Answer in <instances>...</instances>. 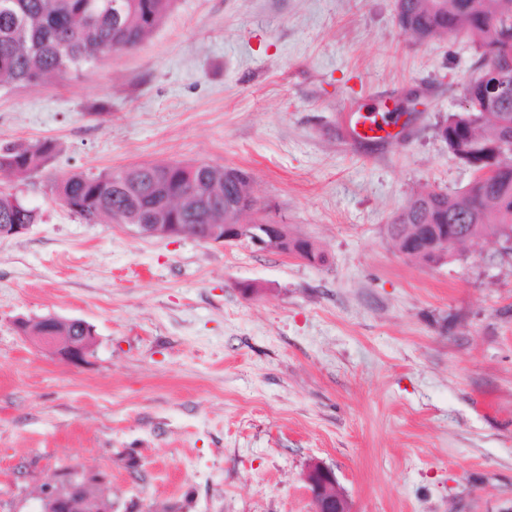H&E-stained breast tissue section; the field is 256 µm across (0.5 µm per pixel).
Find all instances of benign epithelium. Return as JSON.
Listing matches in <instances>:
<instances>
[{
  "label": "benign epithelium",
  "mask_w": 512,
  "mask_h": 512,
  "mask_svg": "<svg viewBox=\"0 0 512 512\" xmlns=\"http://www.w3.org/2000/svg\"><path fill=\"white\" fill-rule=\"evenodd\" d=\"M155 224H135L134 231L142 237H179L187 234L181 224L170 223L171 215L164 209L151 213ZM191 237L208 244H235L243 242L259 251L295 254L294 237L288 235L286 225L271 221L266 224H211L203 234ZM39 326L31 328L26 320L18 327L25 337L49 350L59 360L81 365L88 362L97 347L93 327L80 319H63L49 315L38 319ZM305 489L312 512H353V505L340 487L335 472L318 459L311 460L303 474ZM105 482L101 474H78L67 468L60 470L56 480L45 484L38 496L36 512H110L109 504L96 493V487Z\"/></svg>",
  "instance_id": "obj_1"
}]
</instances>
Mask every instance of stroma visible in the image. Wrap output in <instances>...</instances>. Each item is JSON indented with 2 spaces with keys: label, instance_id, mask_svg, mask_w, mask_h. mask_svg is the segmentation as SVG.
<instances>
[{
  "label": "stroma",
  "instance_id": "stroma-1",
  "mask_svg": "<svg viewBox=\"0 0 512 512\" xmlns=\"http://www.w3.org/2000/svg\"><path fill=\"white\" fill-rule=\"evenodd\" d=\"M475 61L402 33L395 0H176L136 49L0 87V141L57 145L0 172L41 214L0 238V512L65 466L105 475L112 512H311L312 459L355 512H512V251L432 265L386 234L416 190L472 180L439 127ZM354 105L397 111L395 137L351 140ZM169 161L247 170L321 261L139 237L55 192ZM46 315L94 326L88 363L15 326Z\"/></svg>",
  "mask_w": 512,
  "mask_h": 512
}]
</instances>
